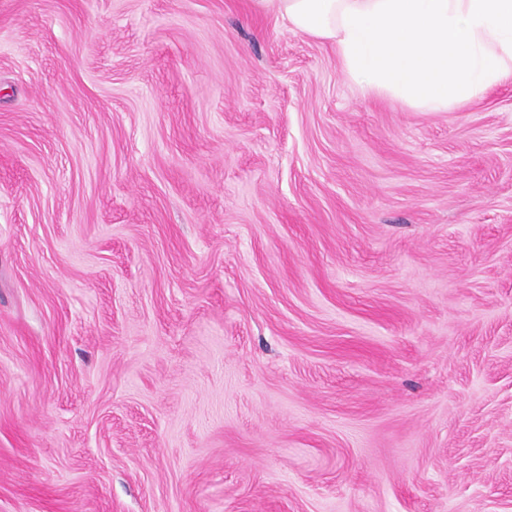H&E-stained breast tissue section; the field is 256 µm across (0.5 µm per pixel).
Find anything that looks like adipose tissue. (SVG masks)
Listing matches in <instances>:
<instances>
[{"label": "adipose tissue", "instance_id": "1", "mask_svg": "<svg viewBox=\"0 0 512 512\" xmlns=\"http://www.w3.org/2000/svg\"><path fill=\"white\" fill-rule=\"evenodd\" d=\"M329 40L348 79L444 112L512 73V0H250Z\"/></svg>", "mask_w": 512, "mask_h": 512}]
</instances>
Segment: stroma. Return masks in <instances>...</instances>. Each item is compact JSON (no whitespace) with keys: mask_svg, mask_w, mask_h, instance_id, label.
I'll list each match as a JSON object with an SVG mask.
<instances>
[{"mask_svg":"<svg viewBox=\"0 0 512 512\" xmlns=\"http://www.w3.org/2000/svg\"><path fill=\"white\" fill-rule=\"evenodd\" d=\"M0 512H512V75L0 0Z\"/></svg>","mask_w":512,"mask_h":512,"instance_id":"1","label":"stroma"}]
</instances>
